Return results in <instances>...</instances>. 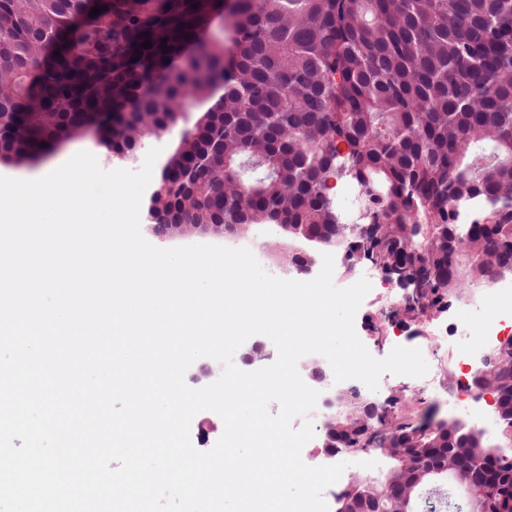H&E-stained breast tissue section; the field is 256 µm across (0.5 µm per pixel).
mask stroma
<instances>
[{"instance_id":"obj_1","label":"stroma","mask_w":512,"mask_h":512,"mask_svg":"<svg viewBox=\"0 0 512 512\" xmlns=\"http://www.w3.org/2000/svg\"><path fill=\"white\" fill-rule=\"evenodd\" d=\"M81 151L94 154L103 169L112 170L116 167L115 162L108 160L105 146L97 142L95 137L88 136L63 144L36 164L10 169L2 165L0 173H10L16 179H38L65 163L68 155ZM194 244L245 247L252 251L270 275L297 281L304 278L303 273L292 268L284 269L281 262L275 261V254L287 253L288 235L274 224L250 225L238 239L194 234L156 241L160 248ZM404 295V290L390 283L384 274H377L371 281L370 292L356 313L355 330L370 354L378 359L388 356L397 346L420 349L429 365V371L419 378L383 374L378 390L373 393L374 399L396 415L410 408L437 406L441 416L460 419L466 426L482 430L487 445H500L502 439L494 419L492 396L477 399L463 387L449 383L452 373L457 370L452 351H468L469 363L465 371L469 374L479 367L480 359L486 351L481 329L490 306L484 300L483 289L472 290L468 302L452 301L449 308L436 312L430 318L422 315L413 318L405 314ZM459 320L465 325L464 332L451 334L452 325Z\"/></svg>"}]
</instances>
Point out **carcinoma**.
Masks as SVG:
<instances>
[{
	"mask_svg": "<svg viewBox=\"0 0 512 512\" xmlns=\"http://www.w3.org/2000/svg\"><path fill=\"white\" fill-rule=\"evenodd\" d=\"M105 10L90 16L91 8ZM214 0H0V164L37 159L95 121L159 136L184 121L147 197L204 233L278 224L288 238L362 250L445 297L512 274V0H238L234 44L201 41ZM150 42L144 47L142 43ZM362 192L369 232L343 227L327 181ZM483 215L459 222L460 209ZM512 447V403L494 408ZM435 413L405 412L348 448H403L411 464ZM455 483L495 465L462 427ZM440 512H469L452 493Z\"/></svg>",
	"mask_w": 512,
	"mask_h": 512,
	"instance_id": "cac0c4a2",
	"label": "carcinoma"
}]
</instances>
